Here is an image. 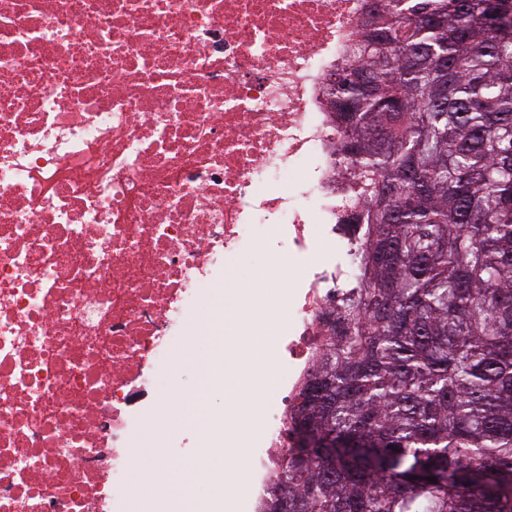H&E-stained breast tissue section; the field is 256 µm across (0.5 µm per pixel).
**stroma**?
Here are the masks:
<instances>
[{
	"label": "stroma",
	"mask_w": 512,
	"mask_h": 512,
	"mask_svg": "<svg viewBox=\"0 0 512 512\" xmlns=\"http://www.w3.org/2000/svg\"><path fill=\"white\" fill-rule=\"evenodd\" d=\"M287 258H275L265 251H254L238 260L229 278H217L207 283L202 290V306L221 308V316L212 320L220 327V340L200 347L203 355L219 358L236 356L240 362L235 377L201 392L199 373L196 366L184 357L192 345L197 330L204 322L199 312H190L175 327L176 334L167 356L152 364L150 374L158 380L157 388L145 392L138 402L129 407L127 422L129 428H144L150 437L137 441L135 454L139 468L154 464L159 450L173 448L179 456L196 458L204 453L205 446L229 443L234 446L238 465L229 472L224 488L223 512H248L247 502L250 489L249 449L247 438L260 432L266 407L279 396L278 360L274 350L279 343L281 332L288 327L286 310H279L276 320L266 317L260 301L267 287L292 279ZM251 307L250 328L239 331L225 326V317L241 318L244 307ZM204 395L210 411L216 416L224 414V400L229 396L247 397L251 407L247 416L236 424L235 435L223 436L220 426H213L209 432L186 427L176 433L164 430V409L171 403H185L197 395Z\"/></svg>",
	"instance_id": "stroma-1"
}]
</instances>
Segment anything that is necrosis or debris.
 <instances>
[{"label":"necrosis or debris","instance_id":"4bbe7bcc","mask_svg":"<svg viewBox=\"0 0 512 512\" xmlns=\"http://www.w3.org/2000/svg\"><path fill=\"white\" fill-rule=\"evenodd\" d=\"M377 0H0V512H98L108 433L216 254L287 256L281 401L248 506L300 445L362 233L327 78ZM329 261H312L320 242Z\"/></svg>","mask_w":512,"mask_h":512}]
</instances>
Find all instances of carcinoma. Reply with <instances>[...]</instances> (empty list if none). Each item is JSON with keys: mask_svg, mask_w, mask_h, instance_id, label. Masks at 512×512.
<instances>
[{"mask_svg": "<svg viewBox=\"0 0 512 512\" xmlns=\"http://www.w3.org/2000/svg\"><path fill=\"white\" fill-rule=\"evenodd\" d=\"M509 61L512 0H385L330 75L359 273L263 512H512Z\"/></svg>", "mask_w": 512, "mask_h": 512, "instance_id": "1", "label": "carcinoma"}]
</instances>
